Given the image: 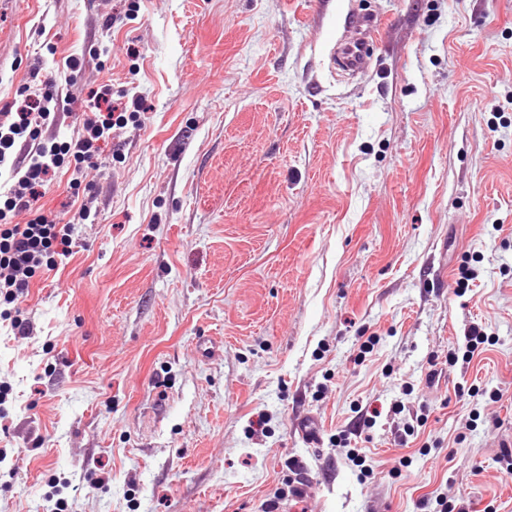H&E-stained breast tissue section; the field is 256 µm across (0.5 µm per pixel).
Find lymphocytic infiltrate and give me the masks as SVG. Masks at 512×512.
Segmentation results:
<instances>
[{
    "label": "lymphocytic infiltrate",
    "mask_w": 512,
    "mask_h": 512,
    "mask_svg": "<svg viewBox=\"0 0 512 512\" xmlns=\"http://www.w3.org/2000/svg\"><path fill=\"white\" fill-rule=\"evenodd\" d=\"M32 68L29 82L21 84L9 111L0 113V171L8 179L0 188V302L17 304L28 292L37 271L51 255L67 256L72 243L71 224L40 213L37 201L56 170L72 164V189L82 184L85 167L102 168L101 145L110 139L117 121L115 112H143L141 97L113 103L112 89L93 91L82 115V133L70 140L40 143L44 126L54 123L58 105L56 84L40 78ZM20 212L27 223H13Z\"/></svg>",
    "instance_id": "1"
}]
</instances>
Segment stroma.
Here are the masks:
<instances>
[{"label": "stroma", "mask_w": 512, "mask_h": 512, "mask_svg": "<svg viewBox=\"0 0 512 512\" xmlns=\"http://www.w3.org/2000/svg\"><path fill=\"white\" fill-rule=\"evenodd\" d=\"M37 58L43 140L148 109L43 189L88 218L0 330V512H512V0H0V112ZM337 54L342 63L353 72L363 71L366 66V58L363 43L360 38L349 41L342 40L333 48V55Z\"/></svg>", "instance_id": "stroma-1"}]
</instances>
